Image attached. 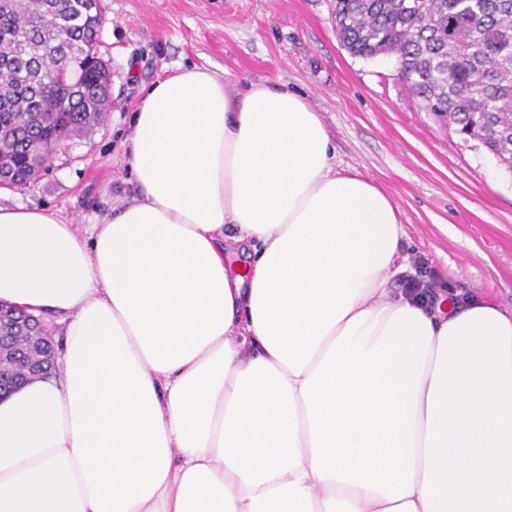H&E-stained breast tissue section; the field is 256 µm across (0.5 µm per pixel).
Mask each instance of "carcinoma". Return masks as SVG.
Here are the masks:
<instances>
[{"label":"carcinoma","mask_w":512,"mask_h":512,"mask_svg":"<svg viewBox=\"0 0 512 512\" xmlns=\"http://www.w3.org/2000/svg\"><path fill=\"white\" fill-rule=\"evenodd\" d=\"M103 0H0V177L28 187L49 150L99 123ZM355 57L397 58L408 89L512 172V0H333ZM51 81H46V77Z\"/></svg>","instance_id":"carcinoma-1"}]
</instances>
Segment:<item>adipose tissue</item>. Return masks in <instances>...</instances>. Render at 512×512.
Instances as JSON below:
<instances>
[{
    "label": "adipose tissue",
    "mask_w": 512,
    "mask_h": 512,
    "mask_svg": "<svg viewBox=\"0 0 512 512\" xmlns=\"http://www.w3.org/2000/svg\"><path fill=\"white\" fill-rule=\"evenodd\" d=\"M132 194L0 206V302L65 326L0 398V512H512V312L395 291L392 197L302 94L158 80Z\"/></svg>",
    "instance_id": "adipose-tissue-1"
}]
</instances>
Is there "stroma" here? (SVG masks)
Returning a JSON list of instances; mask_svg holds the SVG:
<instances>
[{
    "mask_svg": "<svg viewBox=\"0 0 512 512\" xmlns=\"http://www.w3.org/2000/svg\"><path fill=\"white\" fill-rule=\"evenodd\" d=\"M99 55L110 67L102 121L65 141L50 169L0 206L46 207L98 223L124 197V142L147 90L178 67L229 87L285 84L307 96L340 168L394 198L410 260L447 288L512 309V173L445 126L402 82L395 57L340 43L332 0H105Z\"/></svg>",
    "mask_w": 512,
    "mask_h": 512,
    "instance_id": "1",
    "label": "stroma"
}]
</instances>
